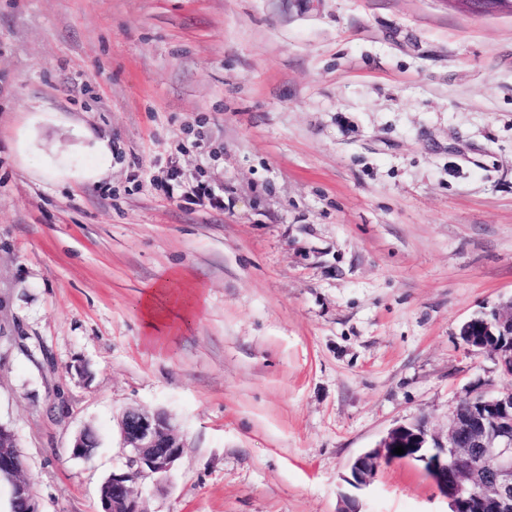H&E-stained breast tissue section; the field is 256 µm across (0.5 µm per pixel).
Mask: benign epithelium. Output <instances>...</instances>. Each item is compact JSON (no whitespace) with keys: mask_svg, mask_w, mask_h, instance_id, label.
I'll return each instance as SVG.
<instances>
[{"mask_svg":"<svg viewBox=\"0 0 512 512\" xmlns=\"http://www.w3.org/2000/svg\"><path fill=\"white\" fill-rule=\"evenodd\" d=\"M462 340L470 349L491 352L498 368L512 376V306L493 310L489 319L465 322ZM119 427L129 449L126 467L137 468L144 477H166L182 455L177 428L161 411L128 408ZM398 446L404 454L393 453ZM96 447L94 432L85 429L75 437L71 456L88 458ZM16 448L15 433L0 423V474L10 476L14 507L38 512ZM383 461L421 464L448 501V512H512V390L487 383L467 389L448 413L444 438L430 432L422 419L392 428L378 446L351 463L350 482L366 485ZM100 501L102 512H141L126 471L112 474Z\"/></svg>","mask_w":512,"mask_h":512,"instance_id":"7a95c632","label":"benign epithelium"}]
</instances>
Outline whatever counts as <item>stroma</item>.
<instances>
[{
	"instance_id": "1",
	"label": "stroma",
	"mask_w": 512,
	"mask_h": 512,
	"mask_svg": "<svg viewBox=\"0 0 512 512\" xmlns=\"http://www.w3.org/2000/svg\"><path fill=\"white\" fill-rule=\"evenodd\" d=\"M82 130L111 171L53 181ZM181 270L198 305L150 343L142 297ZM511 302L512 14L0 0V422L39 512H100L130 407L184 442L141 512H448L417 463L359 490L349 465L512 390L460 337ZM84 153L93 156L98 163L96 168L86 173V177L96 182L99 181L112 166V141L110 139H95L91 145L78 144L61 152L52 165L51 174L59 175L67 172L73 158Z\"/></svg>"
}]
</instances>
